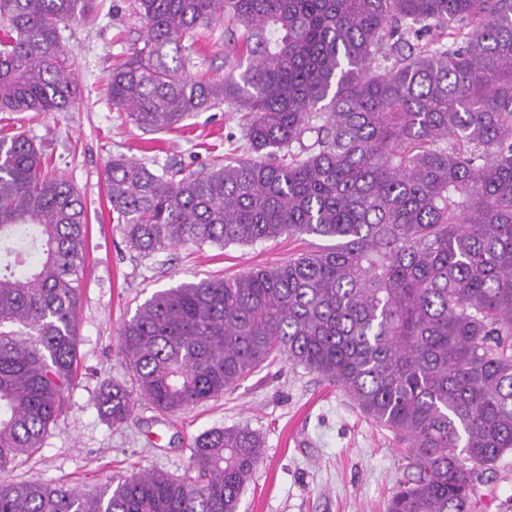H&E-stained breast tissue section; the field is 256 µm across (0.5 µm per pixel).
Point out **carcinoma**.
<instances>
[{
  "mask_svg": "<svg viewBox=\"0 0 512 512\" xmlns=\"http://www.w3.org/2000/svg\"><path fill=\"white\" fill-rule=\"evenodd\" d=\"M95 0H0V112H63L77 84L59 25ZM145 30L112 66V108L147 132L227 104L255 158L209 171L107 165L125 245L147 257L283 235L336 243L153 292L119 329L114 428L177 414L277 360L325 377L399 439L387 512H482L512 452V0H132ZM220 19L222 80L185 35ZM438 32L446 42L425 36ZM400 65L371 66L382 48ZM307 133L304 152L293 144ZM33 139L0 135V472L42 448L76 385L84 199ZM262 452L248 427L196 437L181 475L91 492L0 480V512H238Z\"/></svg>",
  "mask_w": 512,
  "mask_h": 512,
  "instance_id": "obj_1",
  "label": "carcinoma"
}]
</instances>
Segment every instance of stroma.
<instances>
[{"instance_id": "1", "label": "stroma", "mask_w": 512, "mask_h": 512, "mask_svg": "<svg viewBox=\"0 0 512 512\" xmlns=\"http://www.w3.org/2000/svg\"><path fill=\"white\" fill-rule=\"evenodd\" d=\"M131 0H96L94 12L60 25L59 33L78 95L58 113L0 112V132L24 131L41 145L51 169L83 194L90 248L79 313L78 383L64 413L30 460L5 472L8 480L38 478L83 490L115 475L186 469L196 436L213 428L249 426L263 440V456L242 495L239 512H386L406 461L392 433L366 419L357 405L326 379L277 362L224 397L158 421L148 404L116 430L92 397L100 380L124 372L118 329L152 292L208 276H231L272 266L288 256L326 246L324 238L284 236L224 248L176 246L149 257L130 251L112 222L104 167L123 155L161 170L179 164L194 171L225 157H249L241 113L219 106L188 116L164 133L141 130L108 101L107 83L118 57L131 52L144 23ZM191 76L219 79L233 67L225 56L223 23L205 31ZM483 512H499L512 497V454L485 474Z\"/></svg>"}]
</instances>
